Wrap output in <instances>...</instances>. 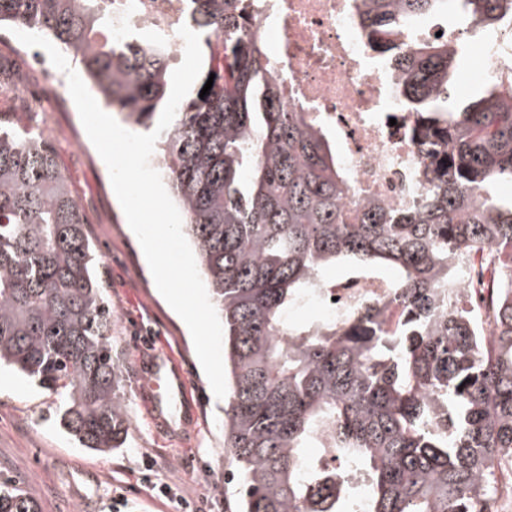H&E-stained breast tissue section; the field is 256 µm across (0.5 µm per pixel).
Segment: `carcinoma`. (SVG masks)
I'll list each match as a JSON object with an SVG mask.
<instances>
[{
  "label": "carcinoma",
  "instance_id": "obj_1",
  "mask_svg": "<svg viewBox=\"0 0 512 512\" xmlns=\"http://www.w3.org/2000/svg\"><path fill=\"white\" fill-rule=\"evenodd\" d=\"M102 0H0V26L24 23L65 49L105 105L155 126L172 60L162 44L112 40ZM202 71L157 140L182 229L224 327V444L234 512H478L495 464L512 455V82L450 105L467 51L418 41L412 22L463 6L495 29L512 0H360L363 31L399 48L396 90L431 148L429 188L398 214L370 201L350 219L348 174L325 131L287 108L251 31L259 0H190ZM215 74L205 97L200 92ZM487 252L494 328L442 308L460 261ZM379 278L386 304L344 320L296 321L326 273ZM78 203L47 141L0 119V365L61 400L59 425L106 453L128 437L112 361V313ZM327 435L338 462L306 461ZM364 493L356 497V483ZM0 512H39L0 485Z\"/></svg>",
  "mask_w": 512,
  "mask_h": 512
}]
</instances>
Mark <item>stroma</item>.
<instances>
[{
  "label": "stroma",
  "instance_id": "1",
  "mask_svg": "<svg viewBox=\"0 0 512 512\" xmlns=\"http://www.w3.org/2000/svg\"><path fill=\"white\" fill-rule=\"evenodd\" d=\"M0 117L23 128L39 126L54 149L72 196L87 222L97 273L112 310V358L125 394L129 436L125 447L101 454L80 448L59 425L55 398L20 375L1 369L12 386L0 387V483L27 490L39 512H181L179 499L204 498L212 512H229L224 482L234 470L224 445V404L217 401L193 340L158 291L111 185L108 169L89 139L72 98L35 100L44 78L0 34ZM176 359L197 417L177 435L152 423L140 363ZM153 462L151 483L141 474ZM169 484L170 497H155L152 484Z\"/></svg>",
  "mask_w": 512,
  "mask_h": 512
}]
</instances>
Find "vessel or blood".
I'll return each mask as SVG.
<instances>
[{
	"label": "vessel or blood",
	"instance_id": "vessel-or-blood-1",
	"mask_svg": "<svg viewBox=\"0 0 512 512\" xmlns=\"http://www.w3.org/2000/svg\"><path fill=\"white\" fill-rule=\"evenodd\" d=\"M182 378L183 373L178 367L156 361L148 368L143 379L146 391L153 398L157 416L165 418L170 427L188 422Z\"/></svg>",
	"mask_w": 512,
	"mask_h": 512
}]
</instances>
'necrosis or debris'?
Returning a JSON list of instances; mask_svg holds the SVG:
<instances>
[{
  "label": "necrosis or debris",
  "mask_w": 512,
  "mask_h": 512,
  "mask_svg": "<svg viewBox=\"0 0 512 512\" xmlns=\"http://www.w3.org/2000/svg\"><path fill=\"white\" fill-rule=\"evenodd\" d=\"M189 22L187 0H112L113 40L162 41L176 60L184 54L178 30ZM252 31L281 75L284 103L335 140L349 173L346 208L379 201L400 212L426 194L430 158L415 139L416 115L395 92L394 57L377 52L362 34L357 0H261ZM471 77L512 78V23L480 36ZM388 293L384 280L348 278L304 301L343 318Z\"/></svg>",
  "instance_id": "obj_1"
}]
</instances>
